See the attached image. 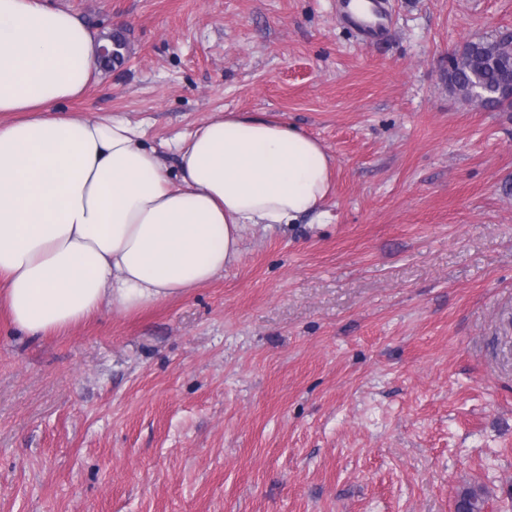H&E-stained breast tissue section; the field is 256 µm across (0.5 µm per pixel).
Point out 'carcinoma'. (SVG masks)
Instances as JSON below:
<instances>
[{
	"label": "carcinoma",
	"mask_w": 512,
	"mask_h": 512,
	"mask_svg": "<svg viewBox=\"0 0 512 512\" xmlns=\"http://www.w3.org/2000/svg\"><path fill=\"white\" fill-rule=\"evenodd\" d=\"M506 37L502 36L493 41H478L469 43L463 54L454 59L448 69V88L469 99L471 85L479 83L491 90L485 100V108L497 110L503 107H512V99L496 94L498 88L505 83L509 71L512 70V61L503 59L500 48ZM461 502L468 508V512H482L484 508L483 491L475 488H466L460 494Z\"/></svg>",
	"instance_id": "obj_1"
}]
</instances>
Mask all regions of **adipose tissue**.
Masks as SVG:
<instances>
[{"instance_id":"obj_1","label":"adipose tissue","mask_w":512,"mask_h":512,"mask_svg":"<svg viewBox=\"0 0 512 512\" xmlns=\"http://www.w3.org/2000/svg\"><path fill=\"white\" fill-rule=\"evenodd\" d=\"M101 46L47 0H0V299L34 339L211 281L242 232L321 216L332 156L295 126L227 112L174 147L68 110Z\"/></svg>"}]
</instances>
